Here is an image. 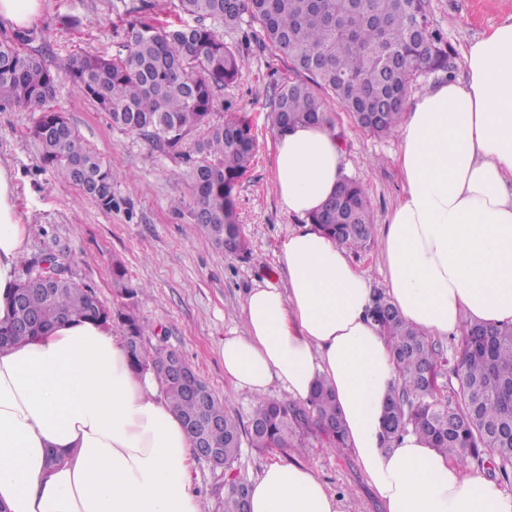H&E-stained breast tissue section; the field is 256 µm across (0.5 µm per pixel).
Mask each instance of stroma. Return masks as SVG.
<instances>
[{
    "label": "stroma",
    "mask_w": 512,
    "mask_h": 512,
    "mask_svg": "<svg viewBox=\"0 0 512 512\" xmlns=\"http://www.w3.org/2000/svg\"><path fill=\"white\" fill-rule=\"evenodd\" d=\"M136 0H43L30 33L45 34L51 62L65 68L75 57L91 52L117 56L125 40V5ZM512 16V0H429V21L447 45L453 76H465L464 49L472 41ZM249 62L237 80L221 94L210 122L223 124L227 115L246 117L256 139L250 166L234 190V205L250 258L225 255L223 250L191 232L189 208L174 211L172 199L187 196L183 178L185 155L194 153L207 128L193 132L183 154L163 153L137 134L113 125L69 83H62L52 102L63 112L85 143L120 173L114 187L117 201L105 211L75 186L58 182L39 167L37 146L30 135L39 113L24 107L0 109V164L14 176V200L21 223L28 226L25 256L64 253L76 281L90 285L98 297L119 304L112 283V263L121 261L143 292L133 309L168 337L230 411L247 421L256 398L234 392L224 378L221 348L232 330H243L242 306L250 288L270 281L286 286L278 262L279 246L295 226L280 205L273 187V109L265 88L271 80H296L285 57L251 42ZM231 110H224V103ZM336 128L346 150L348 176L365 187L374 224L369 248L353 256V264L384 291L379 249L383 226L403 193L402 178L393 162L399 137H377L359 128L347 112L335 110ZM298 461L312 468L328 490L340 497L342 512H382L349 451L330 447L326 437L311 432L303 452L264 451L242 446L237 468L254 480L267 465Z\"/></svg>",
    "instance_id": "1"
}]
</instances>
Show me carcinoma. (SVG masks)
<instances>
[{"label": "carcinoma", "instance_id": "obj_1", "mask_svg": "<svg viewBox=\"0 0 512 512\" xmlns=\"http://www.w3.org/2000/svg\"><path fill=\"white\" fill-rule=\"evenodd\" d=\"M428 8V0H178V22L155 26L134 18L125 28V54L83 55L62 71L52 69L41 50H19L17 44L33 37L16 34L0 41V106L39 109L31 134L40 167L110 211L118 174L49 106L61 80L107 113L113 125L177 152L208 124L216 90L246 66L248 52L224 42L218 31L238 28L246 14L259 27L261 47L285 56L304 74L298 81L271 82L274 130L333 127V102L363 131L387 135L400 124L416 73L450 70L443 35L431 26ZM255 148L250 124L229 119L210 128L185 173L194 227L231 256L248 253L233 191ZM312 222L353 252L366 250L373 234L366 189L345 178ZM112 281L129 301L143 292L120 263L112 266ZM10 304L11 318L0 322L1 346L40 336L59 322L99 320L122 333L133 370L154 374L183 424L198 414L189 386L169 375L172 347L163 338L146 345L156 330L128 310L106 306L91 286L73 278L61 256L39 253L22 261ZM370 315L387 337L403 379L384 412L386 445L412 431L465 465L492 462L501 480L511 481L512 325L469 323L450 358L448 349L408 324L383 294H374ZM449 373L460 385L454 403L440 394V379ZM195 382L207 392V416L223 422L212 436L214 447L224 449L223 512H243L248 504L250 483L236 467L243 442L301 453L305 432L315 426L331 447H344L343 420L322 382L304 406L286 400L257 404L245 425L201 377Z\"/></svg>", "mask_w": 512, "mask_h": 512}]
</instances>
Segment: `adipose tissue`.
I'll return each mask as SVG.
<instances>
[{
    "instance_id": "ef3b65f1",
    "label": "adipose tissue",
    "mask_w": 512,
    "mask_h": 512,
    "mask_svg": "<svg viewBox=\"0 0 512 512\" xmlns=\"http://www.w3.org/2000/svg\"><path fill=\"white\" fill-rule=\"evenodd\" d=\"M464 63L465 81L405 107L404 190L380 254L392 303L434 336L465 316L512 324V17L472 42ZM273 138L279 203L301 224L279 248L287 287L252 288L244 331L224 338L225 379L255 396L275 385L294 401L324 380L384 512H512V494L418 435L385 445L383 411L400 378L369 315L372 282L311 221L345 175L342 142L317 125ZM27 235L0 166V321ZM194 465L179 416L111 327L66 321L0 349V512H202ZM249 512H340V501L309 467L275 463L252 481Z\"/></svg>"
}]
</instances>
